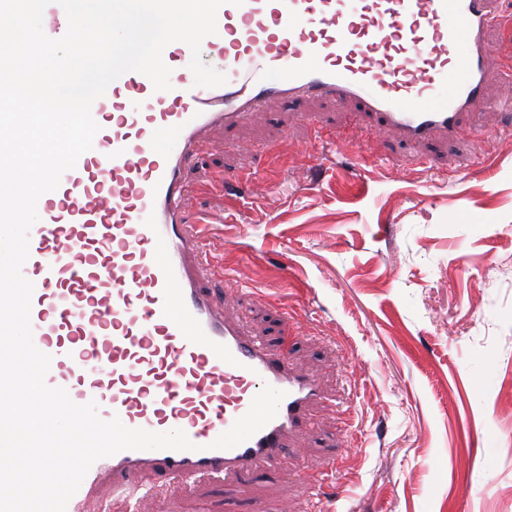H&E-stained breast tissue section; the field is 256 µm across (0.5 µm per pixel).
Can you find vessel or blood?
I'll use <instances>...</instances> for the list:
<instances>
[{
	"mask_svg": "<svg viewBox=\"0 0 512 512\" xmlns=\"http://www.w3.org/2000/svg\"><path fill=\"white\" fill-rule=\"evenodd\" d=\"M502 0H243L217 11L204 40L224 85L194 84L191 51L162 54L171 88L130 71L95 100L93 147L37 203L23 276L34 285L35 346L46 382L102 419L185 432L189 450H123L97 460L66 512H92L94 492L143 508L157 485L275 470L321 401L319 377L224 315L223 296L188 260L209 231L188 218L184 178L203 133L244 124L271 100L359 106L403 142L457 135L483 109L500 50L487 38ZM284 391L276 416L229 449L214 441L264 386ZM153 483H146V476Z\"/></svg>",
	"mask_w": 512,
	"mask_h": 512,
	"instance_id": "b4317fda",
	"label": "vessel or blood"
}]
</instances>
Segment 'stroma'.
Masks as SVG:
<instances>
[{
	"label": "stroma",
	"instance_id": "1",
	"mask_svg": "<svg viewBox=\"0 0 512 512\" xmlns=\"http://www.w3.org/2000/svg\"><path fill=\"white\" fill-rule=\"evenodd\" d=\"M407 146L355 106L276 101L188 172L227 307L324 398L274 471L147 512H512V118Z\"/></svg>",
	"mask_w": 512,
	"mask_h": 512
}]
</instances>
